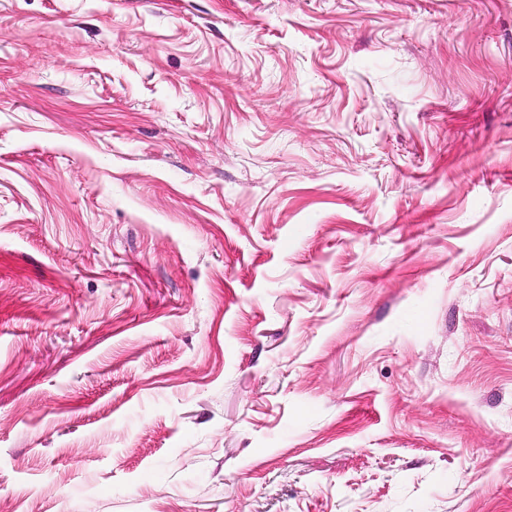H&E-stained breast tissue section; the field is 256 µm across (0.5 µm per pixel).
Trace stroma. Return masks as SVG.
Returning <instances> with one entry per match:
<instances>
[{"label": "stroma", "mask_w": 512, "mask_h": 512, "mask_svg": "<svg viewBox=\"0 0 512 512\" xmlns=\"http://www.w3.org/2000/svg\"><path fill=\"white\" fill-rule=\"evenodd\" d=\"M0 512H512V0H0Z\"/></svg>", "instance_id": "35a3bbf8"}]
</instances>
